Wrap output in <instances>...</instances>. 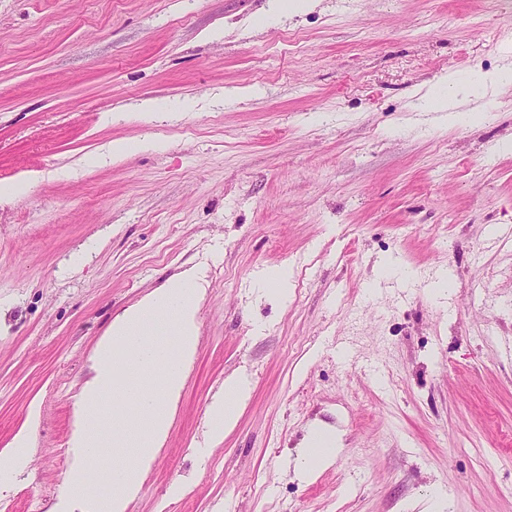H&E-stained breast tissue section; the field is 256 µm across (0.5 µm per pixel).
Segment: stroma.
Returning <instances> with one entry per match:
<instances>
[{
    "label": "stroma",
    "instance_id": "1",
    "mask_svg": "<svg viewBox=\"0 0 512 512\" xmlns=\"http://www.w3.org/2000/svg\"><path fill=\"white\" fill-rule=\"evenodd\" d=\"M509 47L512 0H0V189L33 181L0 203V448L40 409L0 512H49L98 340L194 266L199 347L128 512H512V88L471 80ZM444 73L481 121L418 109ZM315 426L342 450L301 481ZM321 0H273L270 7L280 14L291 16L315 10ZM158 145L147 138L139 140L135 143H131L125 140H115L112 141L108 148L101 157H92L87 160V165L94 166L99 163L101 159L109 158L113 162L120 161L129 156L136 149H150L157 148ZM245 392L246 386L241 378L229 377L224 381V393L208 410L205 432L207 443L222 442L225 433L235 426Z\"/></svg>",
    "mask_w": 512,
    "mask_h": 512
}]
</instances>
